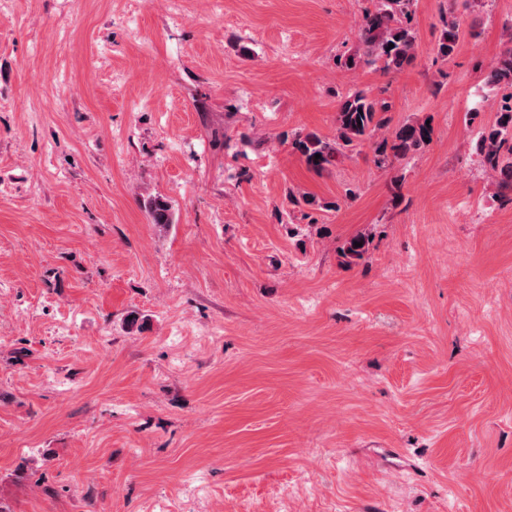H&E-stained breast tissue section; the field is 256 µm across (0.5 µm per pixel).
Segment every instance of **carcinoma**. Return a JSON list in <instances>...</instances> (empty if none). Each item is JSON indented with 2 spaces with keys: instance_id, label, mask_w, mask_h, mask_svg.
I'll return each instance as SVG.
<instances>
[{
  "instance_id": "carcinoma-1",
  "label": "carcinoma",
  "mask_w": 512,
  "mask_h": 512,
  "mask_svg": "<svg viewBox=\"0 0 512 512\" xmlns=\"http://www.w3.org/2000/svg\"><path fill=\"white\" fill-rule=\"evenodd\" d=\"M372 7L362 12L360 21L361 47L348 56L349 69L374 68L384 73L397 72L410 65L417 57L416 32L410 25L414 0H371ZM442 31L438 47L441 57H449L460 34L458 0H448V9L441 14ZM485 85L494 88L502 84L512 86V47L504 50L491 63L484 77ZM390 105L365 88L350 90L340 101L336 112V133L332 137L316 131L294 134L291 146L306 166L323 173L371 148L374 163L379 169H390L394 163L406 159L427 144L432 129L424 121L391 125L387 116ZM476 152L481 165L489 172L500 193L512 191V103L504 102L497 111L496 122L484 130ZM320 158H315V155ZM150 222L166 227L172 223L169 202L156 197L147 202ZM360 246H355V243ZM371 238L359 233L345 239L338 246L344 262L351 265L365 260Z\"/></svg>"
}]
</instances>
